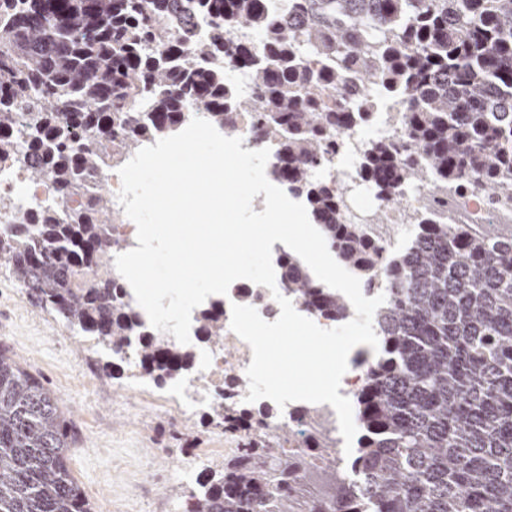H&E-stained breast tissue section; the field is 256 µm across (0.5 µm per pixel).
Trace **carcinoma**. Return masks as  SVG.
<instances>
[{
    "label": "carcinoma",
    "instance_id": "carcinoma-1",
    "mask_svg": "<svg viewBox=\"0 0 512 512\" xmlns=\"http://www.w3.org/2000/svg\"><path fill=\"white\" fill-rule=\"evenodd\" d=\"M0 0V168L46 183L51 206L0 232V262L32 304L114 352L134 341L157 385L192 355L154 336L112 270V202L85 182L200 112L238 134L248 112L269 175L302 198L343 266L379 291L380 353L357 361L360 428L349 472H322L308 512H512V227L417 225L398 251L347 213L344 180L318 177L336 134L399 99L402 144L367 147L363 183L388 205L431 180L497 197L512 185V0ZM202 17L198 37L188 22ZM220 57L224 66L210 60ZM233 71L249 91L236 96ZM423 154L425 166L412 157ZM281 289L341 322L346 297L299 257L276 259ZM215 300L198 336L222 341ZM224 427L263 430L271 412L228 408ZM53 393L0 350V512H90L68 467ZM304 457L255 437L199 484L186 512H292Z\"/></svg>",
    "mask_w": 512,
    "mask_h": 512
}]
</instances>
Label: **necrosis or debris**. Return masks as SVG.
<instances>
[{"label": "necrosis or debris", "mask_w": 512, "mask_h": 512, "mask_svg": "<svg viewBox=\"0 0 512 512\" xmlns=\"http://www.w3.org/2000/svg\"><path fill=\"white\" fill-rule=\"evenodd\" d=\"M370 138L366 127L345 130L339 137L336 155L328 170L351 182L353 190L348 203L353 213L363 219L371 237L387 247H394L404 225L417 223L429 205H437L438 214L451 224H512V204L497 202L463 187L450 192L426 182L412 190H401L398 205L372 204L361 199L362 185L357 175L358 160ZM19 203V215H27L47 200L44 186L29 183L18 170L0 168V195ZM202 367H194L170 380L165 389L151 392L150 397L161 404L175 405L182 413H197L219 399L232 405L243 404L248 396L246 368L252 360L250 346L232 330H225L224 344L200 348ZM305 420H298L293 405H286L279 415L268 421V434L279 437L303 433L317 437L327 435L329 447L305 449L302 441L289 443L293 452L307 451L316 465H339L338 452L343 443L337 426V415L330 404H314Z\"/></svg>", "instance_id": "1"}]
</instances>
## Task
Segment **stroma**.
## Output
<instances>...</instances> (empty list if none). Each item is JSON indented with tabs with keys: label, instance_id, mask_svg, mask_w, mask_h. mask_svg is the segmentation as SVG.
Instances as JSON below:
<instances>
[{
	"label": "stroma",
	"instance_id": "obj_1",
	"mask_svg": "<svg viewBox=\"0 0 512 512\" xmlns=\"http://www.w3.org/2000/svg\"><path fill=\"white\" fill-rule=\"evenodd\" d=\"M0 347L56 395L75 435L69 470L91 512H182L200 482L223 472L211 410L172 424L141 400L123 361L97 337L34 308L1 265ZM200 448L206 459L179 478L184 458Z\"/></svg>",
	"mask_w": 512,
	"mask_h": 512
}]
</instances>
